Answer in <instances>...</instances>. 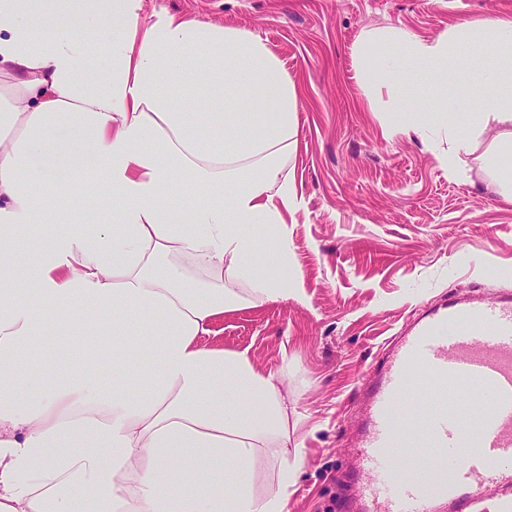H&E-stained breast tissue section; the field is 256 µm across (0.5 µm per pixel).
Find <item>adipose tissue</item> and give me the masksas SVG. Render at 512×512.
Segmentation results:
<instances>
[{"mask_svg": "<svg viewBox=\"0 0 512 512\" xmlns=\"http://www.w3.org/2000/svg\"><path fill=\"white\" fill-rule=\"evenodd\" d=\"M141 9L0 0V512H288L284 380L204 338L305 298L284 276L296 85L250 32ZM392 45L412 93L387 135L423 133L419 100L453 88L512 155L511 19L363 32L371 89ZM49 336L59 362L21 371Z\"/></svg>", "mask_w": 512, "mask_h": 512, "instance_id": "ef3b65f1", "label": "adipose tissue"}]
</instances>
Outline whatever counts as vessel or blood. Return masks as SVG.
I'll list each match as a JSON object with an SVG mask.
<instances>
[{
	"mask_svg": "<svg viewBox=\"0 0 512 512\" xmlns=\"http://www.w3.org/2000/svg\"><path fill=\"white\" fill-rule=\"evenodd\" d=\"M418 375L433 407L424 416L402 414ZM361 385L363 512H466L483 484L512 482V293L452 296L429 307L368 366ZM473 390L490 401L476 424L474 448L466 437L469 415L459 402ZM418 428L435 465L448 472L445 484L399 471L398 454L414 447Z\"/></svg>",
	"mask_w": 512,
	"mask_h": 512,
	"instance_id": "b4317fda",
	"label": "vessel or blood"
}]
</instances>
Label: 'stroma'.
<instances>
[{"instance_id": "35a3bbf8", "label": "stroma", "mask_w": 512, "mask_h": 512, "mask_svg": "<svg viewBox=\"0 0 512 512\" xmlns=\"http://www.w3.org/2000/svg\"><path fill=\"white\" fill-rule=\"evenodd\" d=\"M159 11L253 33L296 85L286 169L301 205L288 217V275L306 299L226 313L209 340L282 374L295 399L302 466L288 512H357L358 377L423 306L512 291V194L485 171L498 125L449 178L437 159L445 137L386 135L390 97L409 91L407 64L397 59L390 93L375 94L358 41L373 28L428 41L464 20L512 19V0H142V17Z\"/></svg>"}]
</instances>
